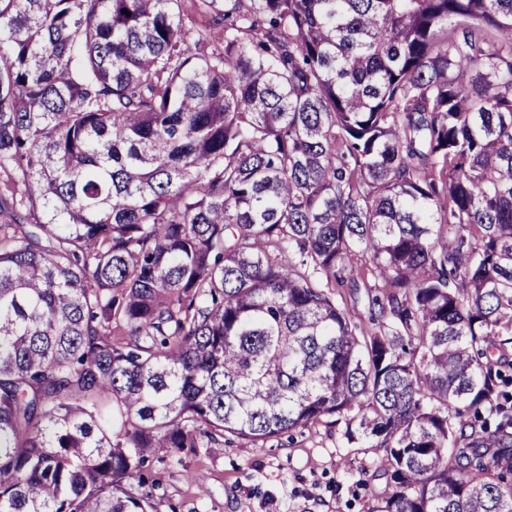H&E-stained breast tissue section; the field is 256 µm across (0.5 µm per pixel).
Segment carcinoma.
Instances as JSON below:
<instances>
[{
	"mask_svg": "<svg viewBox=\"0 0 512 512\" xmlns=\"http://www.w3.org/2000/svg\"><path fill=\"white\" fill-rule=\"evenodd\" d=\"M509 346L512 0H0V512L323 422L512 512ZM358 262L353 276L357 279V290L354 288H336V300L342 307L350 309L355 314V321L363 328H372L369 321L370 312L368 308L367 291L370 295H380L382 284L377 281L368 271L367 266Z\"/></svg>",
	"mask_w": 512,
	"mask_h": 512,
	"instance_id": "carcinoma-1",
	"label": "carcinoma"
}]
</instances>
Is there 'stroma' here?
<instances>
[{
	"label": "stroma",
	"instance_id": "stroma-1",
	"mask_svg": "<svg viewBox=\"0 0 512 512\" xmlns=\"http://www.w3.org/2000/svg\"><path fill=\"white\" fill-rule=\"evenodd\" d=\"M356 287L336 300L369 327L368 297L381 284L357 265ZM160 512H374L389 490L372 448H345L340 426L324 423L273 437L259 446L229 436L178 458H154Z\"/></svg>",
	"mask_w": 512,
	"mask_h": 512
}]
</instances>
